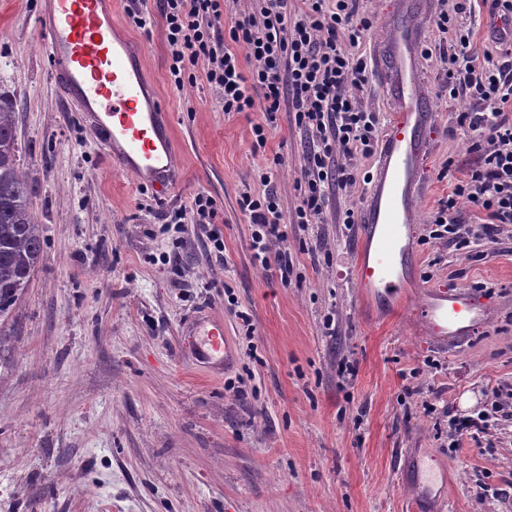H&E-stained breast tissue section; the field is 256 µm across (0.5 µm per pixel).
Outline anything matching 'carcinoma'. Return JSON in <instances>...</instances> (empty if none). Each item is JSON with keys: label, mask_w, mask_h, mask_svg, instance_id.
Instances as JSON below:
<instances>
[{"label": "carcinoma", "mask_w": 512, "mask_h": 512, "mask_svg": "<svg viewBox=\"0 0 512 512\" xmlns=\"http://www.w3.org/2000/svg\"><path fill=\"white\" fill-rule=\"evenodd\" d=\"M14 107L0 101V353L10 342L4 322L43 258L44 240L17 162Z\"/></svg>", "instance_id": "cac0c4a2"}]
</instances>
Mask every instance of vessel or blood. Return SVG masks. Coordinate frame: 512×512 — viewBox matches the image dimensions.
Instances as JSON below:
<instances>
[{
    "label": "vessel or blood",
    "instance_id": "vessel-or-blood-1",
    "mask_svg": "<svg viewBox=\"0 0 512 512\" xmlns=\"http://www.w3.org/2000/svg\"><path fill=\"white\" fill-rule=\"evenodd\" d=\"M425 10L420 0H397L375 40L376 77L393 112L376 171L359 215L354 273L363 297L383 315L395 313L418 289L420 326L440 339L473 340L490 323L468 288L422 284L415 273V224L429 192L421 171L436 124L430 91L421 75ZM37 32L66 103L97 133L104 155L137 185L168 196L177 181L172 120L146 78L143 51L124 36L112 0H43ZM201 364L216 370L233 352L224 321L207 316L196 327ZM425 449L407 454L415 471L414 512H444L448 476L421 473Z\"/></svg>",
    "mask_w": 512,
    "mask_h": 512
}]
</instances>
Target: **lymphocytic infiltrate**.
Here are the masks:
<instances>
[{
  "mask_svg": "<svg viewBox=\"0 0 512 512\" xmlns=\"http://www.w3.org/2000/svg\"><path fill=\"white\" fill-rule=\"evenodd\" d=\"M259 2L258 10L238 14L227 27L228 0H158L174 87L201 75L217 91L225 112H261L262 121L252 127L256 145L266 144L286 108L295 125L311 135L297 181L301 201L292 217L283 214L270 172L259 175L262 192H246L239 199L252 226L255 259L285 283L294 268L289 224L321 223L328 192L355 184L351 159L375 155L380 116L359 99L372 69L353 52L370 26L360 17L357 0ZM471 7L472 0H437L431 15L439 30H455L449 96H469L477 106L462 113L460 123L482 149V161L432 217L433 238L445 235L464 245L494 242L498 225L512 224V120L503 111L512 103V74L491 53L478 52L471 28L452 27L453 17ZM462 198L484 213V222L462 219Z\"/></svg>",
  "mask_w": 512,
  "mask_h": 512,
  "instance_id": "lymphocytic-infiltrate-1",
  "label": "lymphocytic infiltrate"
}]
</instances>
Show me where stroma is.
<instances>
[{"label":"stroma","mask_w":512,"mask_h":512,"mask_svg":"<svg viewBox=\"0 0 512 512\" xmlns=\"http://www.w3.org/2000/svg\"><path fill=\"white\" fill-rule=\"evenodd\" d=\"M134 7L112 0V15L171 114L172 199L215 200L224 258L193 225L178 244L159 235L164 203L110 167L92 129L64 110L35 28L41 0H0V96L16 110L44 238L0 355V512H412L408 448L432 449L430 468L451 475L446 512H512V224L496 243L463 249L429 236L440 200L481 158L458 122L472 102L440 87L452 33L425 32L438 123L417 272L426 284L488 289L492 315L486 333L447 350L419 332L411 308L375 320L360 296L357 229L339 218L362 206L374 158H353L357 182L330 193L324 223L289 225L290 285L253 261L239 197L270 167L293 212L307 136L283 111L257 146L258 113H225L202 78L175 89L157 0L143 28ZM202 308L223 317L237 348L217 377L191 365L182 333ZM240 310L255 327L251 355L238 346ZM480 414L484 432L451 447L449 422Z\"/></svg>","instance_id":"35a3bbf8"}]
</instances>
